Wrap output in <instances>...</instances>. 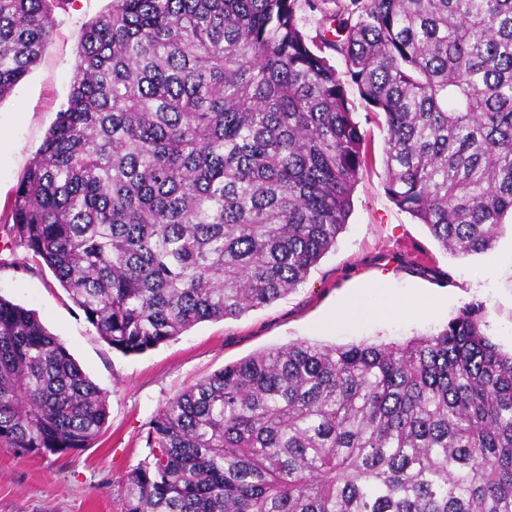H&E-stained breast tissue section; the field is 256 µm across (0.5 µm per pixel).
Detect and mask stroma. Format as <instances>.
I'll use <instances>...</instances> for the list:
<instances>
[{
  "label": "stroma",
  "mask_w": 512,
  "mask_h": 512,
  "mask_svg": "<svg viewBox=\"0 0 512 512\" xmlns=\"http://www.w3.org/2000/svg\"><path fill=\"white\" fill-rule=\"evenodd\" d=\"M110 0H66L40 59L0 101V296L35 311L84 373L108 395V418L92 447L22 457L0 447V512H124L125 480L150 454L151 423L190 384L254 353L308 341L347 345L403 343L441 330L468 305L487 309L483 333L512 351V226L488 253L459 259L425 225L396 207L384 189L386 130L356 87L347 93L366 135L352 211L335 246L304 283L241 317L203 321L141 354L112 349L24 247L5 249L9 205L37 148L66 103L82 26ZM394 301L388 318H350L352 296Z\"/></svg>",
  "instance_id": "stroma-1"
}]
</instances>
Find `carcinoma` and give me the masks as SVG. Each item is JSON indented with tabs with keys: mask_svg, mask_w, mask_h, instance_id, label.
<instances>
[{
	"mask_svg": "<svg viewBox=\"0 0 512 512\" xmlns=\"http://www.w3.org/2000/svg\"><path fill=\"white\" fill-rule=\"evenodd\" d=\"M66 0H0V101ZM112 0L10 212L98 336L140 354L302 284L367 161L347 86L384 115L385 192L458 257L512 221V0ZM342 56L346 77L324 56ZM466 307L403 344L292 343L157 413L124 512H512V354ZM107 394L0 296V446H90ZM325 4H321L320 10H310L308 7L303 8L302 12V30L306 37L311 40L319 34V30L329 27V15L336 11V2L333 0H325ZM327 16V17H326Z\"/></svg>",
	"mask_w": 512,
	"mask_h": 512,
	"instance_id": "cac0c4a2",
	"label": "carcinoma"
}]
</instances>
